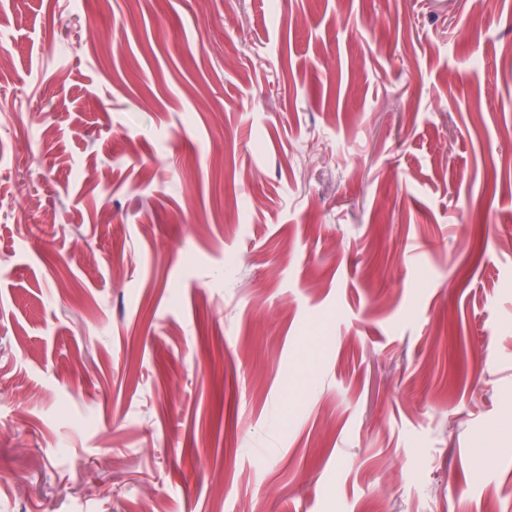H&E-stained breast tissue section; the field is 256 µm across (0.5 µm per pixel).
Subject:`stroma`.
<instances>
[{
	"label": "stroma",
	"mask_w": 512,
	"mask_h": 512,
	"mask_svg": "<svg viewBox=\"0 0 512 512\" xmlns=\"http://www.w3.org/2000/svg\"><path fill=\"white\" fill-rule=\"evenodd\" d=\"M0 0V512H512V0Z\"/></svg>",
	"instance_id": "obj_1"
}]
</instances>
